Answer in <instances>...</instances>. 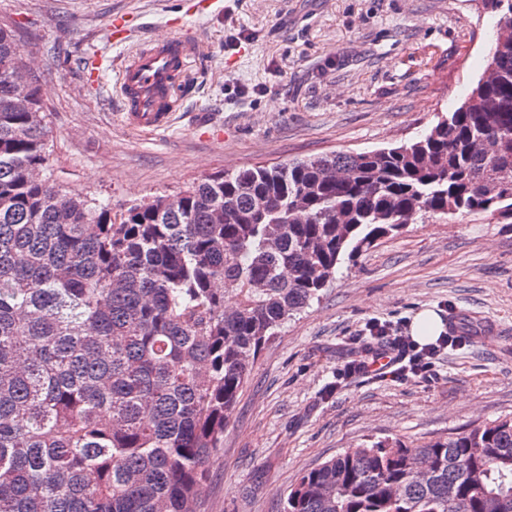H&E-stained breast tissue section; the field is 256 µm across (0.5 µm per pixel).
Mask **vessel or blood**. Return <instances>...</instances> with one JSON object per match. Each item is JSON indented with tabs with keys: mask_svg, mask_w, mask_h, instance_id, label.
I'll return each instance as SVG.
<instances>
[{
	"mask_svg": "<svg viewBox=\"0 0 512 512\" xmlns=\"http://www.w3.org/2000/svg\"><path fill=\"white\" fill-rule=\"evenodd\" d=\"M193 52L186 37H167L133 48L119 71V89L127 124L143 131L166 127L179 85L186 81L185 63Z\"/></svg>",
	"mask_w": 512,
	"mask_h": 512,
	"instance_id": "obj_1",
	"label": "vessel or blood"
}]
</instances>
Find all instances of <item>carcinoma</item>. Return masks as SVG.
Instances as JSON below:
<instances>
[{
  "label": "carcinoma",
  "mask_w": 512,
  "mask_h": 512,
  "mask_svg": "<svg viewBox=\"0 0 512 512\" xmlns=\"http://www.w3.org/2000/svg\"><path fill=\"white\" fill-rule=\"evenodd\" d=\"M491 51L496 79L413 141L114 213L47 176L44 104L5 75L25 63L0 26V512H196L255 360L344 259L419 216L512 224V36ZM284 512H512V417L339 454Z\"/></svg>",
  "instance_id": "carcinoma-1"
}]
</instances>
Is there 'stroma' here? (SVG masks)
<instances>
[{
  "label": "stroma",
  "mask_w": 512,
  "mask_h": 512,
  "mask_svg": "<svg viewBox=\"0 0 512 512\" xmlns=\"http://www.w3.org/2000/svg\"><path fill=\"white\" fill-rule=\"evenodd\" d=\"M123 17L134 41L112 38ZM41 89L52 179L120 210L203 176L416 138L461 105L497 26L479 0H0ZM191 38L169 125L129 128L117 63L132 44ZM488 325L431 379L336 371L367 325L417 312ZM512 417V224L417 219L344 261L257 357L197 495L198 512H281L299 477L377 441L416 444Z\"/></svg>",
  "instance_id": "1"
}]
</instances>
